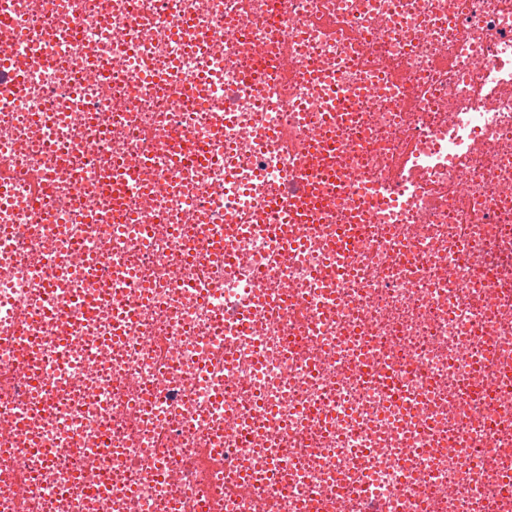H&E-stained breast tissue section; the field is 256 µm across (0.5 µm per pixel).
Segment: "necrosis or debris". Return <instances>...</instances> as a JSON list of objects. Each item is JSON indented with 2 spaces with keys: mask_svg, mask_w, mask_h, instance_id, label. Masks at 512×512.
Masks as SVG:
<instances>
[{
  "mask_svg": "<svg viewBox=\"0 0 512 512\" xmlns=\"http://www.w3.org/2000/svg\"><path fill=\"white\" fill-rule=\"evenodd\" d=\"M11 52L0 512H512V0H0ZM350 104L351 100L348 98H345L343 101L339 102L336 105V112L328 113V115L325 116V120L322 121L323 127L319 131L318 135L316 137L309 136V138H303L305 142L309 143V150H314V148L318 146V142L323 146L326 152L328 148L331 151L336 150V123L338 122L342 112L348 109ZM299 180L302 185V196L295 199L293 206L284 205L287 224H282V234L285 243L288 244V227L292 224H313L316 221V212L326 207L327 201L334 193H327L324 187L316 180H313L309 170L304 169L299 173Z\"/></svg>",
  "mask_w": 512,
  "mask_h": 512,
  "instance_id": "4bbe7bcc",
  "label": "necrosis or debris"
}]
</instances>
